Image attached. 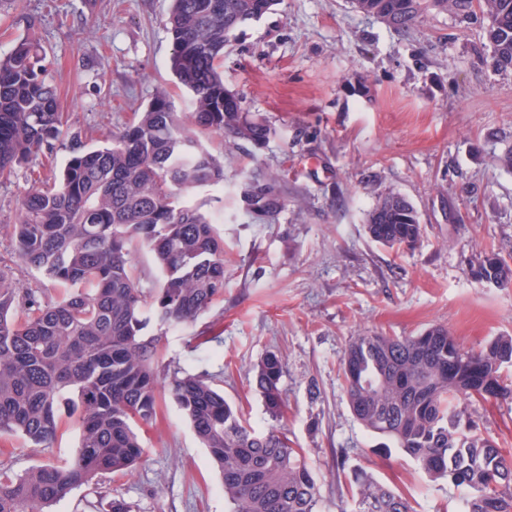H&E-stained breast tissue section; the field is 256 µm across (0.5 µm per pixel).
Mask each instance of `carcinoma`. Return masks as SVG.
I'll return each instance as SVG.
<instances>
[{
    "instance_id": "obj_1",
    "label": "carcinoma",
    "mask_w": 512,
    "mask_h": 512,
    "mask_svg": "<svg viewBox=\"0 0 512 512\" xmlns=\"http://www.w3.org/2000/svg\"><path fill=\"white\" fill-rule=\"evenodd\" d=\"M354 9L403 32L438 8L486 14L487 39L502 69L512 68V0H351ZM277 0H173L168 19L171 66L191 92L187 120L159 90L103 147L70 146L59 181L26 192L14 225L18 261L67 291L45 299L0 279V434L51 449L64 394L72 401L78 450L22 474L0 470V512H48L72 490L104 473L126 475L143 460L139 430L153 424L169 393L209 451L230 512H318L320 486L304 451L290 445L275 353L255 370L256 389L274 421L258 431L207 377L176 370L167 386L156 374L166 330L195 321L224 297V240L204 204L179 198L224 183V161L208 136L230 147L272 134L251 118L218 70L242 24ZM58 90L44 48L23 39L0 57V179L14 166L52 151L62 133ZM371 238L411 250L421 224L413 205L386 193L367 218ZM148 249L158 287L134 275L135 248ZM504 285L512 267L491 251L472 269ZM155 323L159 333L144 330ZM512 336L463 349L448 330L417 335L363 333L350 339L340 369L352 414L391 440L430 480L469 490L464 512H512V450L483 433L468 414L474 401L512 403ZM351 512H413L405 494L354 472Z\"/></svg>"
}]
</instances>
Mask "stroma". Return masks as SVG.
Wrapping results in <instances>:
<instances>
[{
    "label": "stroma",
    "mask_w": 512,
    "mask_h": 512,
    "mask_svg": "<svg viewBox=\"0 0 512 512\" xmlns=\"http://www.w3.org/2000/svg\"><path fill=\"white\" fill-rule=\"evenodd\" d=\"M171 0H0V56L22 39L45 46L64 115L52 156L16 167L0 182V276L54 293L16 258L12 226L34 179L50 180L68 145L104 144L157 90L174 112L191 94L170 70ZM482 12L432 10L406 33L352 9L349 0H279L240 27L224 49L222 75L244 111L273 130L265 142L223 148L222 185L196 190L224 238V298L190 325L168 331L157 364L201 373L271 425L254 389L256 365L281 354L288 437L321 487L319 512L352 501L346 472L363 470L409 495L415 512H462L467 489L429 481L399 449L353 417L338 367L352 336H409L441 325L467 349L512 336V283L471 270L494 250L512 264V69L495 66ZM276 209L253 193L269 177ZM394 192L414 205L420 244L398 252L373 242L367 215ZM65 423L51 451L0 436V463L16 473L75 453L79 432ZM144 460L125 477L77 488L50 512H229L211 458L172 398H163L143 436Z\"/></svg>",
    "instance_id": "1"
}]
</instances>
